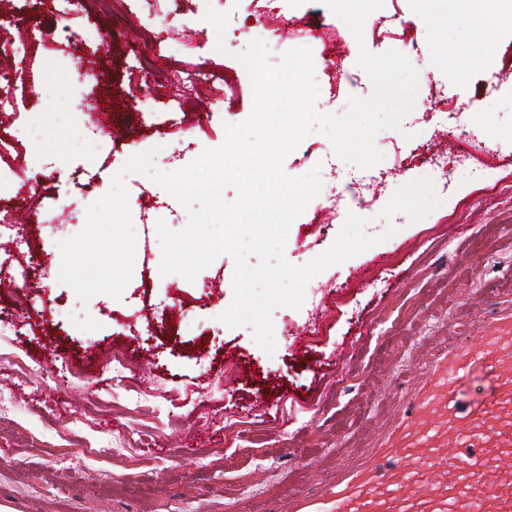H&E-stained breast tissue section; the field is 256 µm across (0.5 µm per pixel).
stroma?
I'll return each mask as SVG.
<instances>
[{
	"label": "stroma",
	"instance_id": "stroma-1",
	"mask_svg": "<svg viewBox=\"0 0 512 512\" xmlns=\"http://www.w3.org/2000/svg\"><path fill=\"white\" fill-rule=\"evenodd\" d=\"M210 7L245 19V27L217 37L204 19ZM57 8V0L34 7L0 0V40L54 22ZM118 8L122 30L88 11L70 21L88 30L83 43L64 50L49 35L25 59L0 58V72L25 69L54 89L49 98L19 101V111L38 119L40 137L9 144L16 176L0 195L1 205L16 206L30 172L45 168L41 221L18 212L27 244L0 247V274L27 278L41 293L20 310L12 288L0 285V395L8 400L0 420V512H291L292 498L371 452L375 437L363 433L362 422L392 417L397 388L418 373L436 339L463 332L476 317L475 302L490 310L500 293H512V28L496 32L484 65L474 60L481 51L475 29L448 0H383L366 18L360 42L324 0H280L288 35L269 46L270 64L310 47L306 25L323 26V46L310 47L316 113L343 114L350 98L371 94L358 64L363 47L404 54L418 72V91L402 131L375 137L384 158L369 170L381 179L370 206L357 205L346 182L351 166L322 132L312 131L284 159L286 174L317 171L321 194L338 187L346 201L341 215L318 213L312 204L294 219L284 247L289 263L306 265L331 248L350 213L366 218L367 235L391 225L397 232L313 277L300 308H276L269 354L250 327L219 320L234 297L230 255H219L191 282L161 274L157 224L179 231L189 214L144 175L123 180L135 249L120 299L98 294L84 302L58 280V243L81 230L59 199L87 210L110 191L128 157L151 148L158 169L181 170L221 146L226 125L253 109L250 76L234 55L259 36L254 0H168L153 16L140 0H120ZM380 19L395 26L397 38L378 34ZM146 24L157 68L178 57L190 68L208 63L225 79L223 91L200 87L187 98L173 134L130 122L127 47ZM90 61L102 80L85 79ZM489 84L497 87L493 103L462 115L474 138L493 147L482 159L486 177L476 182L461 163L463 145L444 137L432 102L439 93L477 98ZM69 101L80 103L81 113H99L112 130L110 146L85 149L58 117ZM430 151L447 157L451 192L423 166ZM407 158L417 168L394 173L396 160ZM78 167L99 178L70 197L65 179ZM396 213L401 222H393ZM457 224L469 225L467 236H454ZM121 345L129 366L118 374L108 361ZM189 431L199 439L187 449L181 438Z\"/></svg>",
	"mask_w": 512,
	"mask_h": 512
}]
</instances>
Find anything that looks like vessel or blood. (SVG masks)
<instances>
[{"label": "vessel or blood", "mask_w": 512, "mask_h": 512, "mask_svg": "<svg viewBox=\"0 0 512 512\" xmlns=\"http://www.w3.org/2000/svg\"><path fill=\"white\" fill-rule=\"evenodd\" d=\"M490 335L439 339L421 377L396 392L398 407L362 459L294 512H512V307ZM497 376L479 409L457 384L476 366Z\"/></svg>", "instance_id": "b4317fda"}]
</instances>
